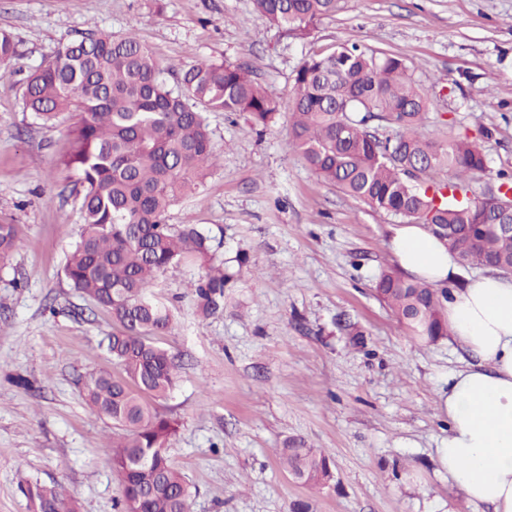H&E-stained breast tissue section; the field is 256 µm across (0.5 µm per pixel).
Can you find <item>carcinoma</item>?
<instances>
[{"label": "carcinoma", "mask_w": 512, "mask_h": 512, "mask_svg": "<svg viewBox=\"0 0 512 512\" xmlns=\"http://www.w3.org/2000/svg\"><path fill=\"white\" fill-rule=\"evenodd\" d=\"M270 24L305 36L336 11V0H254ZM18 57L13 35L0 29V64ZM26 108L52 124L76 119L61 165L76 176L83 224L64 266L73 288L112 313L120 333L107 350L121 375L93 373L84 399L112 421V469L124 477L118 512H189L190 487L167 454L175 423L149 400L167 397L180 380L174 356L158 337L173 328L171 312L153 296L169 266L194 260L206 271L192 289L205 314L224 305L229 277L211 260V238L193 224L165 223L168 209L205 177L216 151L205 112H245L265 128L278 105L242 66L198 61L182 67L177 86L159 77L150 49L134 30L89 32L62 43L24 85ZM430 97L397 56L341 45L305 60L291 97L290 145L325 182L372 208L453 231L448 248L467 264L512 269V235L497 229L496 205L512 203V174L469 196L466 177L486 169L480 147L467 139L439 145L422 133ZM392 133L379 138L369 122ZM444 168L454 180L437 182ZM18 248L16 225L0 223V260ZM374 291L419 339L448 332L443 288L380 272ZM279 459L298 482L317 489L334 479L330 455L301 439L285 441ZM20 490L31 512H77L56 485L27 479Z\"/></svg>", "instance_id": "carcinoma-1"}]
</instances>
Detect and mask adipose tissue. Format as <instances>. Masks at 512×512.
Instances as JSON below:
<instances>
[{
  "mask_svg": "<svg viewBox=\"0 0 512 512\" xmlns=\"http://www.w3.org/2000/svg\"><path fill=\"white\" fill-rule=\"evenodd\" d=\"M395 262L434 287L448 286L457 259L419 224L399 227ZM448 329L477 359L448 376L440 407L448 418L441 462L467 500L487 512H512V277L486 274L450 288Z\"/></svg>",
  "mask_w": 512,
  "mask_h": 512,
  "instance_id": "obj_1",
  "label": "adipose tissue"
}]
</instances>
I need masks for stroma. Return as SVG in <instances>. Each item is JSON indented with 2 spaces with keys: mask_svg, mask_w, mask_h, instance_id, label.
Here are the masks:
<instances>
[{
  "mask_svg": "<svg viewBox=\"0 0 512 512\" xmlns=\"http://www.w3.org/2000/svg\"><path fill=\"white\" fill-rule=\"evenodd\" d=\"M0 28L18 50L0 79V220L19 237L0 263V512H30L26 476L61 486L78 512H115L112 424L86 404L83 379L112 369L117 327L63 272L82 224L60 163L71 121L41 124L23 86L60 43L131 28L167 82L200 59L242 65L279 105L261 132L247 114L208 113L221 158L165 218L213 237L215 263L234 275L211 315L189 288L204 273L197 262L170 266L155 290L175 321L160 343L182 365L179 387L155 406L176 425L167 451L190 484V512H475L439 456V391L470 357L448 335L413 340L377 298L399 219L308 168L289 144L288 103L310 56L351 43L396 55L430 92L425 136L479 144L487 168L468 184L483 196L512 173V0H339L302 38L253 0H0ZM293 437L331 456L330 489L281 467L277 451Z\"/></svg>",
  "mask_w": 512,
  "mask_h": 512,
  "instance_id": "35a3bbf8",
  "label": "stroma"
}]
</instances>
